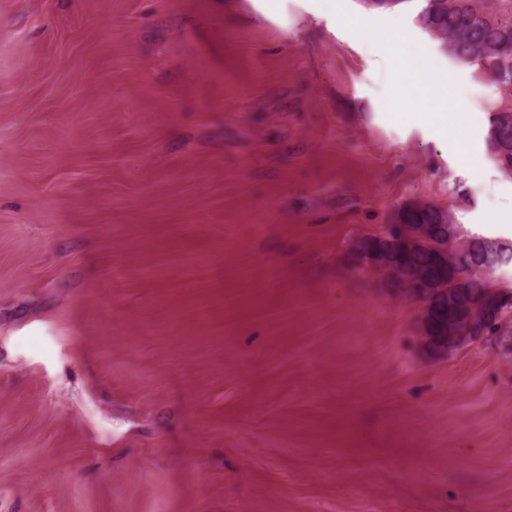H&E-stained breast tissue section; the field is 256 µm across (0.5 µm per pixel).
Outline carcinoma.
Masks as SVG:
<instances>
[{
    "label": "carcinoma",
    "instance_id": "1",
    "mask_svg": "<svg viewBox=\"0 0 512 512\" xmlns=\"http://www.w3.org/2000/svg\"><path fill=\"white\" fill-rule=\"evenodd\" d=\"M417 15L420 27L446 44L457 59L480 70L499 87L512 90V0L489 14L478 0H423ZM488 150L498 168L512 174V105L489 112ZM390 236L364 235L348 246L346 263L356 273L384 278L389 292L420 306V346L434 356L447 355L475 333L461 315L474 313L475 322L487 314L501 288L491 287L495 265L484 267L485 256L512 262V244L472 236L460 240L447 210L431 204L400 206L392 216ZM509 299L492 312L498 335L508 333Z\"/></svg>",
    "mask_w": 512,
    "mask_h": 512
}]
</instances>
